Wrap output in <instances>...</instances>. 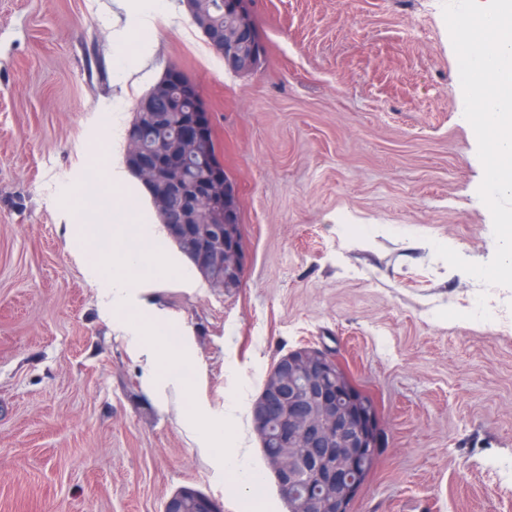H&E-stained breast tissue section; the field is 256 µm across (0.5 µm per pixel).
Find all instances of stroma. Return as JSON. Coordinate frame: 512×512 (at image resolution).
Masks as SVG:
<instances>
[{
	"mask_svg": "<svg viewBox=\"0 0 512 512\" xmlns=\"http://www.w3.org/2000/svg\"><path fill=\"white\" fill-rule=\"evenodd\" d=\"M250 7L265 52L240 74L181 0H0V512H162L183 488L245 512L181 428L188 398L146 390L61 202L123 163L113 127L171 67L212 114L246 254L228 293L146 282L196 347V395L253 404L280 356L328 348L380 421L349 512H512V288L433 248L497 246L443 0ZM234 445L288 512L251 412Z\"/></svg>",
	"mask_w": 512,
	"mask_h": 512,
	"instance_id": "obj_1",
	"label": "stroma"
}]
</instances>
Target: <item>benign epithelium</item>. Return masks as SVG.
I'll return each instance as SVG.
<instances>
[{"mask_svg":"<svg viewBox=\"0 0 512 512\" xmlns=\"http://www.w3.org/2000/svg\"><path fill=\"white\" fill-rule=\"evenodd\" d=\"M249 0H224L225 24L218 27L211 14L199 11L195 0H185L192 21L213 45L224 48V67L235 73L250 71L261 50ZM191 98L194 106L182 108ZM144 122L128 131L126 153L132 170L147 186L157 182L152 199L164 215L170 236L196 240L192 253L197 267L224 263L226 273L244 270V251L237 233L239 190L236 182L210 161L211 114L198 101L195 87L171 68L139 102ZM182 112L179 133L144 145L147 129L165 124L166 113ZM203 175L193 177L191 167ZM205 199L223 223H195L197 200ZM335 358L321 349H294L271 367L262 391L252 406L254 428L265 449L268 464L291 512H348L361 475L373 465L379 448L377 412L356 387L334 370ZM223 512L222 504L194 489L183 488L166 502L163 512Z\"/></svg>","mask_w":512,"mask_h":512,"instance_id":"1","label":"benign epithelium"}]
</instances>
